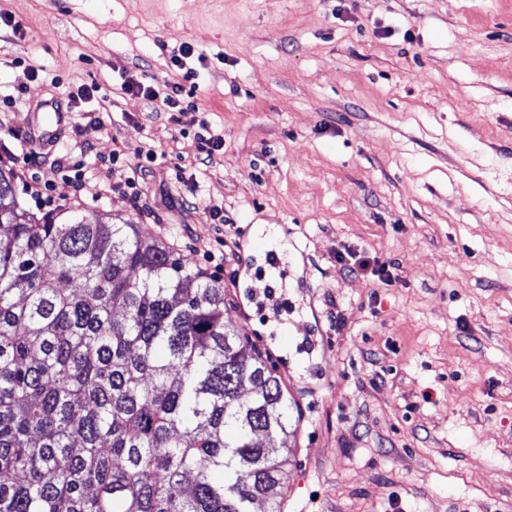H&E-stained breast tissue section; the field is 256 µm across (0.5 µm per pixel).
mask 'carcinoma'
Masks as SVG:
<instances>
[{
	"label": "carcinoma",
	"mask_w": 512,
	"mask_h": 512,
	"mask_svg": "<svg viewBox=\"0 0 512 512\" xmlns=\"http://www.w3.org/2000/svg\"><path fill=\"white\" fill-rule=\"evenodd\" d=\"M294 408L219 281L0 159V512H281Z\"/></svg>",
	"instance_id": "cac0c4a2"
}]
</instances>
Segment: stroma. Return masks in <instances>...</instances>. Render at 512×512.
<instances>
[{"label":"stroma","instance_id":"obj_1","mask_svg":"<svg viewBox=\"0 0 512 512\" xmlns=\"http://www.w3.org/2000/svg\"><path fill=\"white\" fill-rule=\"evenodd\" d=\"M0 159L25 209L111 215L224 287L298 407L282 512H512V0H0ZM192 113L123 91L177 82ZM96 82L105 113L71 112ZM64 111L57 144L37 113ZM91 146L90 154L79 150ZM39 152V164L28 155ZM119 153L111 174L97 156ZM89 170L73 193L54 164ZM138 178L139 204L122 201ZM50 183L46 198L32 181ZM112 195H105V185ZM270 226L284 259L230 252ZM391 265L341 271L337 254ZM100 87L97 83L91 82L90 84H83L78 87L76 92H71L68 97L67 106L72 110V112H104L106 110V101L107 97L105 95H101L98 98L99 109L90 110V111H75L79 106L76 105L79 101L90 100L95 98V94L99 93ZM200 131L196 132V140L198 149L201 153L206 154V158L210 157L214 151L223 149L224 137L214 134L209 124L203 119L198 121Z\"/></svg>","mask_w":512,"mask_h":512}]
</instances>
